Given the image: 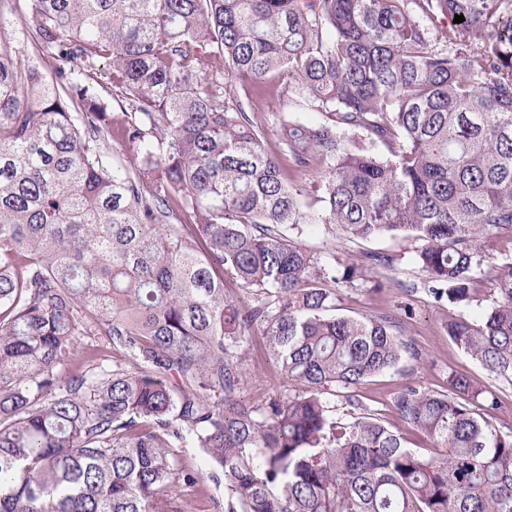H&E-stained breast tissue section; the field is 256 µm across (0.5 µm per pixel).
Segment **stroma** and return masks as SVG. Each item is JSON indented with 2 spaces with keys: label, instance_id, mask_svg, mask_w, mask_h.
I'll use <instances>...</instances> for the list:
<instances>
[{
  "label": "stroma",
  "instance_id": "35a3bbf8",
  "mask_svg": "<svg viewBox=\"0 0 512 512\" xmlns=\"http://www.w3.org/2000/svg\"><path fill=\"white\" fill-rule=\"evenodd\" d=\"M296 239L305 250L338 270L357 264L365 252L394 255L393 266L359 267L351 281H336V313L351 318L392 316L418 352L417 357H403L395 369L370 377L356 387L337 389L330 398L336 418L375 415L398 431L407 447L433 454L427 437L402 422L393 403L409 384L434 393L447 392L448 375L456 372L468 376L476 387L495 391L501 401L499 421L512 424V377L488 372L449 338L446 327L454 310L429 294L426 276L414 261L416 241L387 236L352 242L329 234L320 225L304 229ZM238 368L243 376L236 393L239 401L255 402L273 394L291 397L299 390L273 361L261 328L250 331Z\"/></svg>",
  "mask_w": 512,
  "mask_h": 512
}]
</instances>
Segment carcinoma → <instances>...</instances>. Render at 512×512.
Listing matches in <instances>:
<instances>
[{
	"mask_svg": "<svg viewBox=\"0 0 512 512\" xmlns=\"http://www.w3.org/2000/svg\"><path fill=\"white\" fill-rule=\"evenodd\" d=\"M11 2L0 512H188V437L227 512H512V431L469 406L498 409L495 392L452 372L446 393L397 394L436 457L333 416V388L417 353L388 316L335 315L336 276L288 236L409 235L434 300L472 307L481 239L512 238V0H27L52 77L17 56ZM103 60L108 100L82 85ZM259 101L321 120L280 119L274 150ZM114 133L130 172L107 160ZM226 274L249 302L224 298ZM487 274L496 300L448 336L512 375V259ZM258 323L301 390L247 404L236 360ZM84 336L134 371L95 353L64 370ZM111 166L118 171L131 170L138 162L135 150L129 145L122 142L115 134L109 139L104 146Z\"/></svg>",
	"mask_w": 512,
	"mask_h": 512,
	"instance_id": "1",
	"label": "carcinoma"
}]
</instances>
